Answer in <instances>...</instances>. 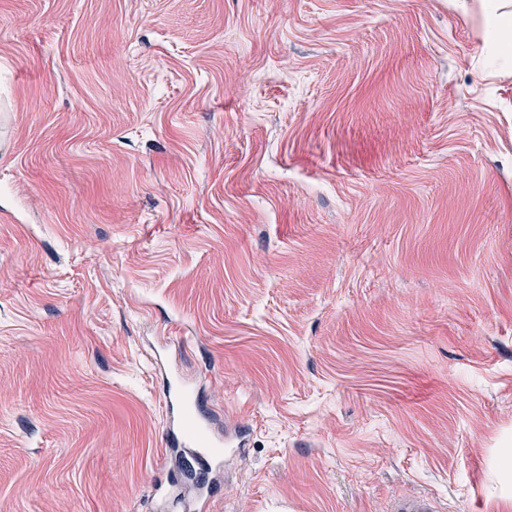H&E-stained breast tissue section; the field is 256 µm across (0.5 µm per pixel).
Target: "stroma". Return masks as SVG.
Wrapping results in <instances>:
<instances>
[{"label": "stroma", "instance_id": "1", "mask_svg": "<svg viewBox=\"0 0 512 512\" xmlns=\"http://www.w3.org/2000/svg\"><path fill=\"white\" fill-rule=\"evenodd\" d=\"M491 53L480 0H0V512H512ZM167 405L172 411L176 410L179 416L178 445L189 448L198 460L201 470L204 473L208 472L215 458L220 456L210 448H221L223 442H215L206 436L203 415L198 413L189 415L191 408L199 410L198 396L189 388L179 384L169 389ZM393 512H439L437 501L427 495L408 496L400 499Z\"/></svg>", "mask_w": 512, "mask_h": 512}]
</instances>
